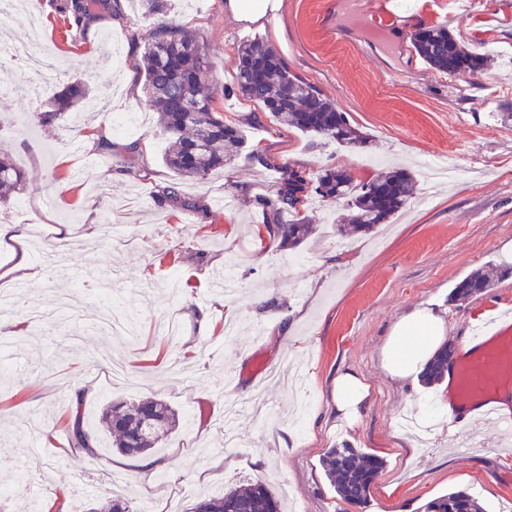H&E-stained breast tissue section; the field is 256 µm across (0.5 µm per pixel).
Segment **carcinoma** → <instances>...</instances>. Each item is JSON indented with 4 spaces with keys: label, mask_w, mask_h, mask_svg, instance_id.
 Wrapping results in <instances>:
<instances>
[{
    "label": "carcinoma",
    "mask_w": 512,
    "mask_h": 512,
    "mask_svg": "<svg viewBox=\"0 0 512 512\" xmlns=\"http://www.w3.org/2000/svg\"><path fill=\"white\" fill-rule=\"evenodd\" d=\"M171 0H139L142 14L152 27L140 70L150 107L157 112L166 134L163 164L179 179L199 181L221 169L232 158L248 152L266 165L274 160L248 149L239 125L224 120L216 111L211 87L202 81L213 62L197 37L167 22ZM117 0H61L60 10L71 29L87 25L99 10L112 12ZM414 53L430 68L450 76L476 75L491 64L489 51L478 52L462 43L446 24L417 29L411 36ZM235 93L256 104L279 127L301 132L310 141L340 147H363L367 137L348 119L334 100L292 73L279 52L264 37L255 36L237 49ZM86 96L80 83L60 94L52 107L38 113L37 120L51 124L64 111ZM24 181V172L11 156L0 154V194L8 195ZM417 179L405 169L382 170L368 181H357L347 170L324 167L314 173L292 171L274 199L257 200L270 211L273 222L265 225L270 237L288 248H296L316 230L308 216L300 214L307 199L315 195L324 202H343L345 212L336 218L341 232H368L387 224L416 195ZM292 219L281 220L283 213ZM497 268L477 270L461 280L451 295L465 300L495 285ZM454 350L443 348L434 359L423 383L431 385L448 375ZM101 423L112 437V447L124 456L151 451L180 426V416L166 401L148 397L107 406ZM98 433L84 428L80 414L71 422V453L92 457L97 453ZM324 474L337 496L352 505L365 503L383 461L359 448H329L321 459ZM87 512H130L127 499L119 494L99 508ZM189 512H279V502L263 483L228 489L195 502ZM425 512H483L470 494L450 492L431 500Z\"/></svg>",
    "instance_id": "obj_1"
}]
</instances>
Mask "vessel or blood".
<instances>
[{
	"label": "vessel or blood",
	"instance_id": "obj_1",
	"mask_svg": "<svg viewBox=\"0 0 512 512\" xmlns=\"http://www.w3.org/2000/svg\"><path fill=\"white\" fill-rule=\"evenodd\" d=\"M399 0H345L349 15L371 14L387 22L398 21ZM450 372L455 394L448 399V413L459 417L478 411L487 425L508 429L512 413H503L500 403L512 395V321L503 320L489 334L472 336L470 347L453 356Z\"/></svg>",
	"mask_w": 512,
	"mask_h": 512
}]
</instances>
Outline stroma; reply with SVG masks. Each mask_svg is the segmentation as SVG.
<instances>
[{
	"instance_id": "stroma-1",
	"label": "stroma",
	"mask_w": 512,
	"mask_h": 512,
	"mask_svg": "<svg viewBox=\"0 0 512 512\" xmlns=\"http://www.w3.org/2000/svg\"><path fill=\"white\" fill-rule=\"evenodd\" d=\"M322 2L282 0L242 22L227 0H174L171 18L213 61L206 80L216 110L276 161L240 156L182 183L175 204L156 200L174 176L137 67L150 25L134 0L77 31L67 30L59 0H26L25 13L13 16L20 38L27 14L40 19L42 47L59 69L36 98L26 69L0 66V85L11 89L0 96V151L26 173L21 193L0 203V224L27 225L46 244L66 224L77 246L61 257L58 277L26 282L21 308L0 315V484L21 468L33 479L30 490L0 497V512H26L30 503L84 512L114 492L134 512H186L193 500L255 482L279 495L283 512H423L457 490L484 512H512V436L479 425L449 434L448 386L396 380L382 364L392 327L415 310L443 313L458 348L512 317V126L492 116L496 104L512 102V64L500 58L479 75L450 77L414 62L405 26L343 13L327 20ZM426 8L428 24L447 23L467 45L512 46L504 0H479L470 12L453 0ZM326 20L360 28L363 41L326 33ZM254 36L348 113L368 146H313L269 118L255 120V105L231 92L237 48ZM112 45L121 54L114 72L105 64ZM114 76L120 93L110 114L89 110ZM76 82L89 90L74 107L79 128L64 118L14 123L20 110L43 109ZM106 141L119 150L140 143L130 156L140 176L119 171ZM444 162L456 167L454 180L433 197L417 194L391 223L349 237L343 249L342 204L311 197L304 213L316 231L292 250L269 237L257 204L276 197L289 167L336 166L366 181L384 167ZM230 259L241 283L232 300L213 289ZM489 264L500 272L493 288L450 301L464 277ZM105 290L127 300L132 335L100 324ZM259 360L268 369H255ZM346 368L366 378L370 393L357 422L341 426L332 379ZM75 382L92 391L81 410L95 431L112 401L157 396L178 410L181 425L153 450L159 466L149 477L117 465L105 435L96 457L70 453L65 416ZM335 445L383 461L366 504L341 501L326 479L321 458Z\"/></svg>"
}]
</instances>
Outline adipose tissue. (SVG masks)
Returning a JSON list of instances; mask_svg holds the SVG:
<instances>
[{
    "instance_id": "adipose-tissue-1",
    "label": "adipose tissue",
    "mask_w": 512,
    "mask_h": 512,
    "mask_svg": "<svg viewBox=\"0 0 512 512\" xmlns=\"http://www.w3.org/2000/svg\"><path fill=\"white\" fill-rule=\"evenodd\" d=\"M0 244L12 245L14 263L7 274L20 281L42 279L45 271L33 263L27 237L17 224H0ZM445 322L432 310L420 309L402 317L393 327L383 348V365L394 378L405 379L423 372L445 340ZM369 395L364 377L353 371L337 373L333 401L341 418L358 417Z\"/></svg>"
}]
</instances>
